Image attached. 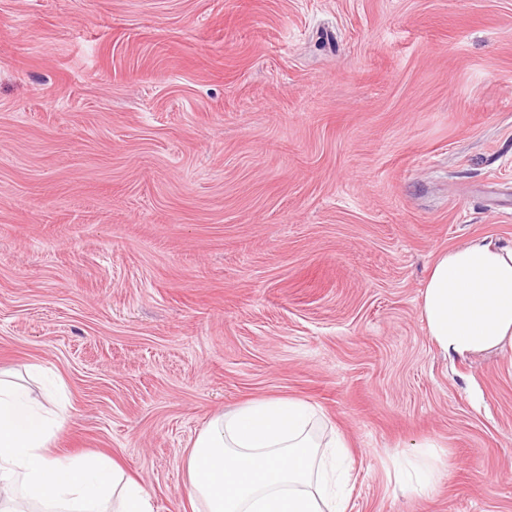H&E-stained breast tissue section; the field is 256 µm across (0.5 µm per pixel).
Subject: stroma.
I'll list each match as a JSON object with an SVG mask.
<instances>
[{
    "instance_id": "obj_1",
    "label": "stroma",
    "mask_w": 512,
    "mask_h": 512,
    "mask_svg": "<svg viewBox=\"0 0 512 512\" xmlns=\"http://www.w3.org/2000/svg\"><path fill=\"white\" fill-rule=\"evenodd\" d=\"M512 240V0H0V370L187 512L216 413L288 397L349 512H512V350L450 362L434 259ZM445 468L394 495L391 460Z\"/></svg>"
}]
</instances>
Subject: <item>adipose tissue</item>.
<instances>
[{
	"label": "adipose tissue",
	"mask_w": 512,
	"mask_h": 512,
	"mask_svg": "<svg viewBox=\"0 0 512 512\" xmlns=\"http://www.w3.org/2000/svg\"><path fill=\"white\" fill-rule=\"evenodd\" d=\"M421 317L449 360L512 349V241L442 252L422 290ZM70 416L54 396L0 377V512H152L151 495L104 454L72 458L54 442ZM320 412L268 398L214 415L185 457L191 512H346V443ZM444 463L428 445L392 461L400 494L427 490Z\"/></svg>",
	"instance_id": "adipose-tissue-1"
}]
</instances>
